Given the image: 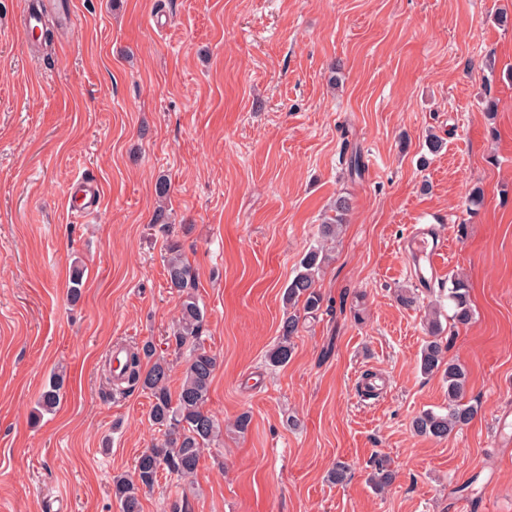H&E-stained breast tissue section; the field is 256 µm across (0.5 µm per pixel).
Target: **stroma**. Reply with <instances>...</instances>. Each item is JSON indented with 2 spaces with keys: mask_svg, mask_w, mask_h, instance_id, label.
<instances>
[{
  "mask_svg": "<svg viewBox=\"0 0 512 512\" xmlns=\"http://www.w3.org/2000/svg\"><path fill=\"white\" fill-rule=\"evenodd\" d=\"M21 2L0 0V512H120L113 476L162 433L109 359L152 341L180 386L173 241L198 272L224 434L143 512H512V26L495 20L512 0H46L47 44ZM82 181L101 194L87 214L65 204ZM340 195L321 308L272 367L283 291ZM415 224L448 241L426 288ZM456 272L473 312L457 328ZM430 313L478 408L444 439L413 428L448 402L419 368ZM55 372L63 399L34 416Z\"/></svg>",
  "mask_w": 512,
  "mask_h": 512,
  "instance_id": "obj_1",
  "label": "stroma"
}]
</instances>
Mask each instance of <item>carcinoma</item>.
Here are the masks:
<instances>
[{"instance_id": "carcinoma-1", "label": "carcinoma", "mask_w": 512, "mask_h": 512, "mask_svg": "<svg viewBox=\"0 0 512 512\" xmlns=\"http://www.w3.org/2000/svg\"><path fill=\"white\" fill-rule=\"evenodd\" d=\"M334 209L335 217L319 225L320 238L324 241L336 236L337 226L349 210L347 198H337ZM325 260L322 249H310L300 263V270L285 289L284 300L292 312L282 320L279 339L267 353V360L273 367L288 364L292 357L293 338L298 334L300 324V316L293 309L300 305L306 315L320 309L322 295L316 287V279ZM166 282L168 288L181 298L178 321L167 340L175 351L186 353L183 378L176 394H171L167 386L169 363L156 356L155 346L150 341L131 352L124 364L128 386L147 390L153 397L150 417L164 430L165 440L137 457L133 475L121 474L112 478V493L121 512H141V492L153 489L162 471L180 480L194 477L204 450L222 436L221 423L206 409L217 357L201 343L205 309L196 295L198 273L174 243L169 246ZM448 282L452 321L456 326L466 325L472 319L468 288L456 276L448 278ZM444 350L441 341L432 340L424 346L419 361L423 373L431 374L441 369L448 382L447 413L427 411L414 420V429L418 433L436 439H443L466 425L477 413L476 407L463 402L467 384L465 371L452 363L441 368ZM63 388L64 376L53 374L38 398V412L55 411Z\"/></svg>"}]
</instances>
